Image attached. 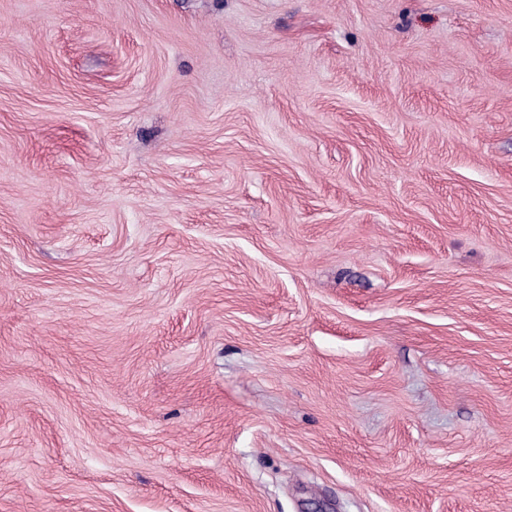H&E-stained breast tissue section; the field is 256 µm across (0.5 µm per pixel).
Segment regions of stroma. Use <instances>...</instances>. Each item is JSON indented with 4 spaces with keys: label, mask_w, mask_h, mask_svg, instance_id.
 <instances>
[{
    "label": "stroma",
    "mask_w": 512,
    "mask_h": 512,
    "mask_svg": "<svg viewBox=\"0 0 512 512\" xmlns=\"http://www.w3.org/2000/svg\"><path fill=\"white\" fill-rule=\"evenodd\" d=\"M0 512H512V0H0Z\"/></svg>",
    "instance_id": "stroma-1"
}]
</instances>
